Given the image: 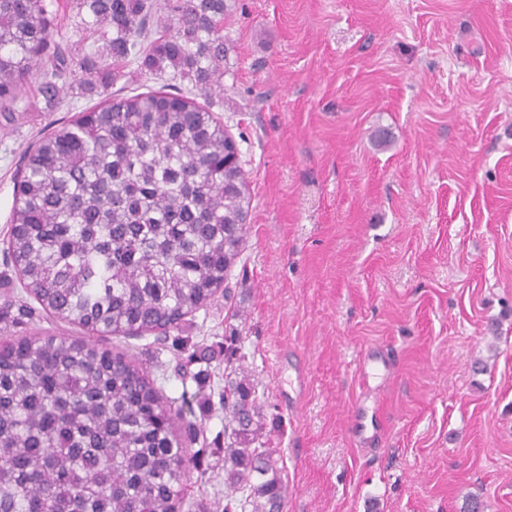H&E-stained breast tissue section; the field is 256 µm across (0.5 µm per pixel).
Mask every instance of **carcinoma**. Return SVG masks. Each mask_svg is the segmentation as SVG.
Masks as SVG:
<instances>
[{
  "mask_svg": "<svg viewBox=\"0 0 512 512\" xmlns=\"http://www.w3.org/2000/svg\"><path fill=\"white\" fill-rule=\"evenodd\" d=\"M84 25L107 40L113 84L129 58L159 91L120 93L43 134L17 171L6 266L27 295L0 316L46 312L94 334H157L207 306L243 251L250 204L238 144L209 106L223 92L226 0H76ZM158 17L164 34L153 37ZM45 0H0V118L43 69L51 106L66 49L52 41ZM172 346L196 360L187 337ZM224 512H283L272 452L259 448L262 413L244 380L224 385ZM172 409L139 366L92 340L0 341V512H179L188 465Z\"/></svg>",
  "mask_w": 512,
  "mask_h": 512,
  "instance_id": "obj_1",
  "label": "carcinoma"
}]
</instances>
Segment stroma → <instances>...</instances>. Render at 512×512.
<instances>
[{"instance_id": "35a3bbf8", "label": "stroma", "mask_w": 512, "mask_h": 512, "mask_svg": "<svg viewBox=\"0 0 512 512\" xmlns=\"http://www.w3.org/2000/svg\"><path fill=\"white\" fill-rule=\"evenodd\" d=\"M224 91L251 197L232 301L187 317L185 378L155 335L104 336L171 401L194 399L201 465L180 512H224L222 392L248 378L284 512H512V0H230ZM74 87L0 129V240L14 174ZM69 340L46 316L0 336ZM238 348L226 362L227 337ZM386 379L363 376L374 352ZM377 409L381 441L351 432Z\"/></svg>"}]
</instances>
